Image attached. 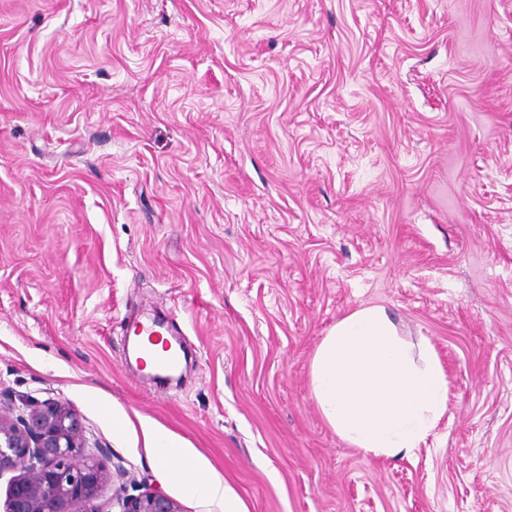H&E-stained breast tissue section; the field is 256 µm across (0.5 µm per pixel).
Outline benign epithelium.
Returning <instances> with one entry per match:
<instances>
[{
	"instance_id": "1",
	"label": "benign epithelium",
	"mask_w": 512,
	"mask_h": 512,
	"mask_svg": "<svg viewBox=\"0 0 512 512\" xmlns=\"http://www.w3.org/2000/svg\"><path fill=\"white\" fill-rule=\"evenodd\" d=\"M107 449L88 446L78 414L53 399L16 400L0 388V478L9 473L3 512H105L99 499L113 474ZM119 512H183L157 489H116Z\"/></svg>"
}]
</instances>
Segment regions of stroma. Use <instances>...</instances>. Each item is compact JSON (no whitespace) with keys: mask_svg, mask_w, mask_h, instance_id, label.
I'll return each mask as SVG.
<instances>
[{"mask_svg":"<svg viewBox=\"0 0 512 512\" xmlns=\"http://www.w3.org/2000/svg\"><path fill=\"white\" fill-rule=\"evenodd\" d=\"M367 303L448 375L408 458L311 394ZM143 317L178 376L130 366ZM0 385L183 512L113 415L248 512H512V0H0ZM113 437L141 441L147 461L158 466L164 478L193 505L210 512H248L244 502L224 477L207 465L192 448L163 426L141 421L140 433L125 414L112 417Z\"/></svg>","mask_w":512,"mask_h":512,"instance_id":"stroma-1","label":"stroma"}]
</instances>
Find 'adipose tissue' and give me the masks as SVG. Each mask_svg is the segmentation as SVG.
<instances>
[{"label": "adipose tissue", "instance_id": "adipose-tissue-1", "mask_svg": "<svg viewBox=\"0 0 512 512\" xmlns=\"http://www.w3.org/2000/svg\"><path fill=\"white\" fill-rule=\"evenodd\" d=\"M310 384L333 431L374 457H410L448 410V377L433 344L405 339L378 304L336 321L314 352ZM112 422L114 438L140 441L146 460L203 512H248L223 476L163 426H136L124 414Z\"/></svg>", "mask_w": 512, "mask_h": 512}]
</instances>
